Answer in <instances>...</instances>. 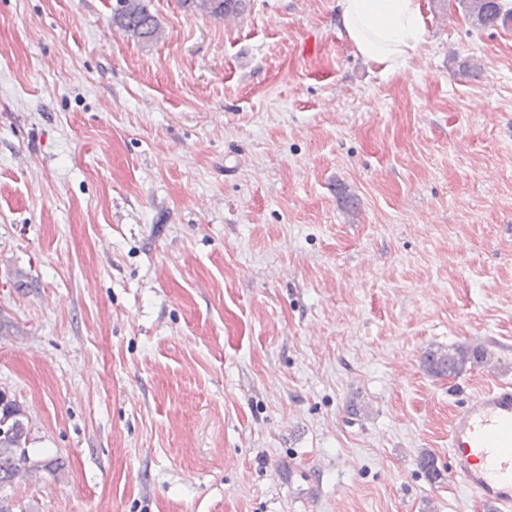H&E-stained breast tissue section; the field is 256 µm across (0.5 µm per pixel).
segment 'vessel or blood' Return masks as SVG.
Returning a JSON list of instances; mask_svg holds the SVG:
<instances>
[{"mask_svg": "<svg viewBox=\"0 0 512 512\" xmlns=\"http://www.w3.org/2000/svg\"><path fill=\"white\" fill-rule=\"evenodd\" d=\"M450 474L496 512H512V385L472 395L448 427Z\"/></svg>", "mask_w": 512, "mask_h": 512, "instance_id": "vessel-or-blood-1", "label": "vessel or blood"}]
</instances>
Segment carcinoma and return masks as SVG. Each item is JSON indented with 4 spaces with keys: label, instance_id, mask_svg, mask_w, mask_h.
<instances>
[{
    "label": "carcinoma",
    "instance_id": "obj_1",
    "mask_svg": "<svg viewBox=\"0 0 512 512\" xmlns=\"http://www.w3.org/2000/svg\"><path fill=\"white\" fill-rule=\"evenodd\" d=\"M119 8L112 23L125 33L141 41L159 38L161 31L144 0H117ZM183 7L204 16L228 20L242 14L246 0H180ZM465 12L481 27H493L512 22V9L503 0H460ZM484 359V352L467 347L430 351L425 355L427 370L435 376L458 375L467 364ZM27 425L15 400L0 390V485L27 473Z\"/></svg>",
    "mask_w": 512,
    "mask_h": 512
}]
</instances>
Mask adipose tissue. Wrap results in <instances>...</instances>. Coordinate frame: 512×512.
<instances>
[{
	"mask_svg": "<svg viewBox=\"0 0 512 512\" xmlns=\"http://www.w3.org/2000/svg\"><path fill=\"white\" fill-rule=\"evenodd\" d=\"M336 20L365 59L394 70L416 52L426 29L419 0H337Z\"/></svg>",
	"mask_w": 512,
	"mask_h": 512,
	"instance_id": "obj_1",
	"label": "adipose tissue"
}]
</instances>
